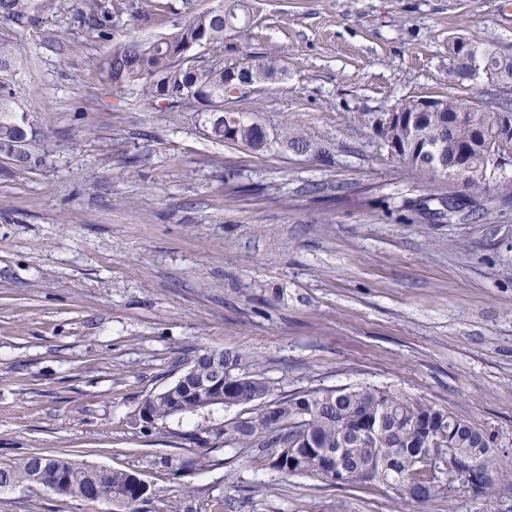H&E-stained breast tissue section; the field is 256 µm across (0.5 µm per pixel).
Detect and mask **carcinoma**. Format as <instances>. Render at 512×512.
<instances>
[{
	"mask_svg": "<svg viewBox=\"0 0 512 512\" xmlns=\"http://www.w3.org/2000/svg\"><path fill=\"white\" fill-rule=\"evenodd\" d=\"M77 2L79 22L99 38L111 35L110 0ZM254 10L253 0H220L157 40L128 39L100 62V77L117 92L138 87L145 96L166 101L173 112L197 106L209 114L212 140L261 152L269 145L268 135L253 113L224 109L227 89L265 84L288 74L285 64L265 55L235 62L230 69L224 66L229 31L247 22ZM0 19H29V0H0ZM195 47L206 49L209 58L190 54ZM15 54L14 47L0 43V153L29 169L32 157L21 149L26 131L5 119L12 98L6 73ZM479 73L491 83L512 80V63L503 65L499 52L487 48L469 64L450 63L448 81L460 85ZM460 104L453 95H441L433 111L420 113L418 98L400 99L390 111L400 113L401 120L377 132L412 169L482 189L487 185L485 153L495 149L512 155V138L493 139L494 111L476 110L461 117ZM459 153L467 154L470 169L455 176L453 162ZM277 390L275 381L256 370L254 358L233 350H205L187 360L175 382L142 400L148 413L146 429L214 406H243L245 410L225 421L217 435L227 445L250 450L248 462L256 471L311 477L342 487L359 483L355 473L371 465L373 473L365 482L395 489L403 501L412 503L425 484L434 487L436 495L456 486L467 488L469 470L458 468L445 486L426 461L443 448H456L487 475L480 495L493 498L512 490V471L501 468L487 430L441 407L366 385L278 397ZM269 403L276 405L272 418L264 413ZM331 454L345 474L339 481ZM135 476L134 471L88 465L68 456L31 454L0 466V491L37 483L59 496L81 493L91 504L108 503L112 512H140L149 488H139Z\"/></svg>",
	"mask_w": 512,
	"mask_h": 512,
	"instance_id": "obj_1",
	"label": "carcinoma"
}]
</instances>
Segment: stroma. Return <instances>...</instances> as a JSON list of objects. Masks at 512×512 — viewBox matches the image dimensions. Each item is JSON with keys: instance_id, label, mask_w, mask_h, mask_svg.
<instances>
[{"instance_id": "obj_1", "label": "stroma", "mask_w": 512, "mask_h": 512, "mask_svg": "<svg viewBox=\"0 0 512 512\" xmlns=\"http://www.w3.org/2000/svg\"><path fill=\"white\" fill-rule=\"evenodd\" d=\"M112 0V36L75 0H31L0 20L18 49L10 121L36 166L0 154V465L29 453L138 472L143 512H512L455 488L395 490L257 472L243 450L189 435L209 413L144 430L142 399L202 349L254 356L281 393L374 386L484 426L512 469V165L485 191L437 184L392 154L378 117L406 96L485 94L448 82V39L512 55V0H259L225 62L276 57L285 80L250 92L269 135L253 153L211 140L204 112H173L98 73L114 46L176 30L218 0ZM455 195L433 220L430 198ZM206 452L209 464L183 470ZM192 497H183L182 486ZM42 485L0 491V512H109Z\"/></svg>"}]
</instances>
